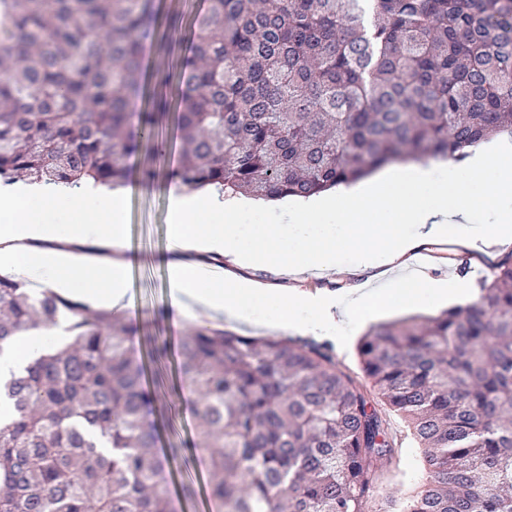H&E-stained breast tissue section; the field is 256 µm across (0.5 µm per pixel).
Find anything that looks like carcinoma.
Segmentation results:
<instances>
[{"mask_svg": "<svg viewBox=\"0 0 512 512\" xmlns=\"http://www.w3.org/2000/svg\"><path fill=\"white\" fill-rule=\"evenodd\" d=\"M180 78L145 92L154 0H0V178L126 186L172 174L263 199L311 196L512 132V0H205ZM173 124V167L132 157ZM68 340L0 383V512H174L137 326L0 275V351ZM362 375L313 338L194 325L179 345L224 512H512V253L476 297L375 325ZM421 452L426 483L398 477ZM417 452L414 448H408L403 445L400 455L399 468L403 471L404 477L411 483H420L422 481V471L418 465Z\"/></svg>", "mask_w": 512, "mask_h": 512, "instance_id": "1", "label": "carcinoma"}]
</instances>
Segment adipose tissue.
<instances>
[{"label":"adipose tissue","instance_id":"1","mask_svg":"<svg viewBox=\"0 0 512 512\" xmlns=\"http://www.w3.org/2000/svg\"><path fill=\"white\" fill-rule=\"evenodd\" d=\"M169 192V288L181 322L249 318L272 329L311 335L337 320L361 319L392 299L419 306L443 296L427 274L397 279L398 295L382 281L357 293L351 306L301 290L295 294L243 281L235 267L273 266L279 274L336 271V253L354 248L396 269L419 241L440 239L452 224H466L477 209L498 214L467 243L489 248L512 241V147L473 149L463 163L433 161L401 173L385 170L368 182L336 187L333 196L299 201L298 216L252 224L263 202L207 186L190 193L172 181ZM110 245L112 255L82 252L87 242ZM214 253L226 267L196 261ZM135 262L126 244L121 192L84 182L24 188L0 182V266L15 278L52 288L86 304L117 311L133 307L125 275ZM45 349L41 335L12 339L0 351V380L19 372Z\"/></svg>","mask_w":512,"mask_h":512}]
</instances>
